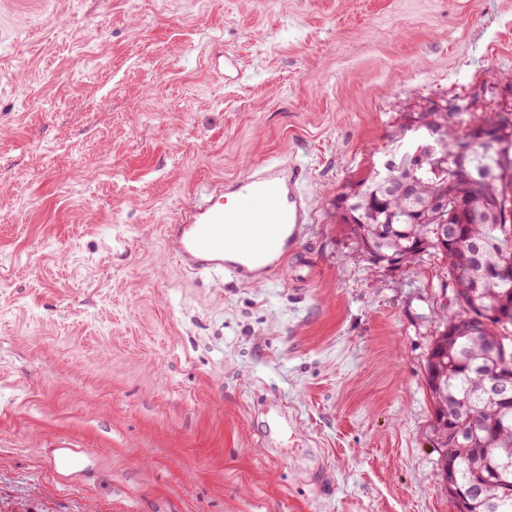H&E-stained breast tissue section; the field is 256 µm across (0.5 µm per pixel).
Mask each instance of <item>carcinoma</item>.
Instances as JSON below:
<instances>
[{"label": "carcinoma", "mask_w": 512, "mask_h": 512, "mask_svg": "<svg viewBox=\"0 0 512 512\" xmlns=\"http://www.w3.org/2000/svg\"><path fill=\"white\" fill-rule=\"evenodd\" d=\"M442 128L448 165L435 171L424 166L415 173L417 198L389 194L405 172L387 162L360 180L361 191L336 203V223L352 227L356 243L379 266L391 261L413 263L436 257L446 263L449 281L464 315L446 321L450 332L436 335L426 362V383L435 404L433 430L441 447L437 479L465 481L466 462L484 457L486 448L512 450V313L476 331L468 315L492 307H512V280L492 276V270L512 266V164L502 167L497 156L477 148L456 159L461 123L498 125L512 140V112L476 116L442 108L433 113ZM448 189L447 223L426 206L432 195ZM502 340L505 357L485 356L488 341ZM505 374L506 402L487 398L483 370ZM468 431L461 444L448 449V421ZM502 482L482 488L459 512H512V455Z\"/></svg>", "instance_id": "obj_1"}]
</instances>
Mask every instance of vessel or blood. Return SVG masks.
<instances>
[{
	"label": "vessel or blood",
	"instance_id": "1",
	"mask_svg": "<svg viewBox=\"0 0 512 512\" xmlns=\"http://www.w3.org/2000/svg\"><path fill=\"white\" fill-rule=\"evenodd\" d=\"M301 172L280 161L256 168L246 177L208 184L195 194L165 229L168 250L189 274L222 271L236 276L248 266L270 274L296 256L303 226L309 221L306 200L299 188ZM235 224L264 244L262 252L229 254L224 228ZM88 449L64 439L50 456L53 473L66 482L85 473Z\"/></svg>",
	"mask_w": 512,
	"mask_h": 512
}]
</instances>
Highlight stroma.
I'll return each instance as SVG.
<instances>
[{
    "label": "stroma",
    "mask_w": 512,
    "mask_h": 512,
    "mask_svg": "<svg viewBox=\"0 0 512 512\" xmlns=\"http://www.w3.org/2000/svg\"><path fill=\"white\" fill-rule=\"evenodd\" d=\"M457 99L512 106V0H0V512H453L446 266L373 264L334 203ZM279 160L299 259L183 272L176 212ZM90 461L87 448H80L67 439L59 441L55 452L50 455L51 469L62 482H69L74 476L85 473L89 469Z\"/></svg>",
    "instance_id": "stroma-1"
}]
</instances>
